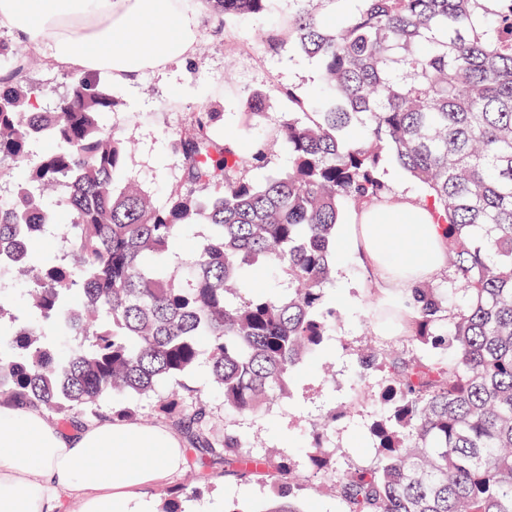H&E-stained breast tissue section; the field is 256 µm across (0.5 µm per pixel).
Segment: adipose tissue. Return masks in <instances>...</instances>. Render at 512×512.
<instances>
[{"label":"adipose tissue","instance_id":"ef3b65f1","mask_svg":"<svg viewBox=\"0 0 512 512\" xmlns=\"http://www.w3.org/2000/svg\"><path fill=\"white\" fill-rule=\"evenodd\" d=\"M0 28L51 65L130 86L192 60L199 20L187 0H0ZM389 296L448 269V247L424 202L403 195L360 208L344 230ZM185 463L163 425L102 419L50 424L0 403V512H156L149 488Z\"/></svg>","mask_w":512,"mask_h":512}]
</instances>
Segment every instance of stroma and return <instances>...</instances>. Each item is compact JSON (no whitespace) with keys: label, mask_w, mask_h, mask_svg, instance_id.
<instances>
[{"label":"stroma","mask_w":512,"mask_h":512,"mask_svg":"<svg viewBox=\"0 0 512 512\" xmlns=\"http://www.w3.org/2000/svg\"><path fill=\"white\" fill-rule=\"evenodd\" d=\"M200 15L195 59L189 65H173L165 72L141 77L133 86L116 91V107L106 114L108 125L116 127L126 141L130 158L123 180L141 186L154 199H162L181 174L183 159L171 145L169 134L183 126L189 113L201 105L216 106L222 112L221 129L233 135L240 153H249L254 135L267 133L268 124H257L248 109V97L261 91L266 107L277 114L287 111L281 96L284 88L321 111L327 106L321 97V68L291 49L268 52L261 37L265 30L287 32L294 0H273L265 17L223 24L212 14L205 0H189ZM0 41L9 44L18 57L31 61L30 80L45 92H62L69 73L47 63L10 31L0 29ZM335 265L339 272L332 296L339 318L328 336L317 362L296 368L291 375L288 397L272 402L262 413L252 416L225 410L217 394H207L216 430H230L244 436L253 453L276 446L287 447L297 460H305L306 429L330 407L353 403L351 417L337 424L327 450L329 457L346 465H364L372 458L368 428L378 408L371 399L382 385L380 374L359 380L355 372L356 349L372 343L403 347L406 335L377 329L374 310L380 293L376 275L358 253L337 245ZM195 483L198 494L182 497L184 512H227L235 506L241 512H267L277 498L276 486L242 482L225 474L223 465L199 459L194 468H181L165 483L151 489L157 503L171 492Z\"/></svg>","instance_id":"1"}]
</instances>
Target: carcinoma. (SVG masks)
I'll return each instance as SVG.
<instances>
[{
  "label": "carcinoma",
  "instance_id": "cac0c4a2",
  "mask_svg": "<svg viewBox=\"0 0 512 512\" xmlns=\"http://www.w3.org/2000/svg\"><path fill=\"white\" fill-rule=\"evenodd\" d=\"M271 0H217L224 21L256 17ZM288 38L265 39L315 59L334 104L310 117L307 104L274 118L288 167L261 183L271 159L256 137L247 155L219 134L221 114L192 113L172 133L181 175L159 202L119 184L127 148L103 117L115 97L97 79L73 75L53 105L18 62L0 76V162L14 166L12 199L0 201V400L53 413L102 418L114 393L159 398L188 437L189 456L232 468L238 480L286 489L265 512H304L305 475L283 449L261 456L235 432L217 434L197 390L163 386L206 364L224 407L255 414L288 395L289 378L335 329L329 290L340 207L383 202V152L425 184L424 202L446 231L448 283L404 290L386 308L412 309V348L357 354L360 379L384 373L371 395L383 408L370 430L374 460L329 466L323 441L350 413L335 408L306 435L311 470L342 512H512V0H360L339 27L323 25L315 0H295ZM269 120L266 97L248 98ZM362 134L347 139L354 126ZM52 144L31 162L33 142ZM58 188L56 212L44 192ZM210 232L192 245L179 275L166 257L194 224ZM42 235L70 243L67 255L36 262ZM274 268L277 294L252 278ZM70 345L67 356L43 338Z\"/></svg>",
  "mask_w": 512,
  "mask_h": 512
}]
</instances>
